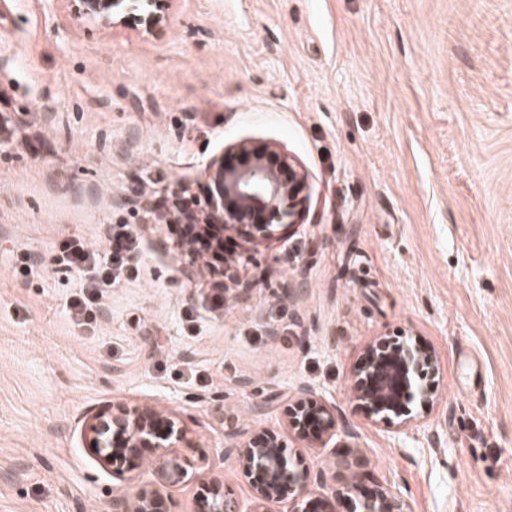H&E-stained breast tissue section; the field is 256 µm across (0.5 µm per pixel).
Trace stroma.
<instances>
[{
	"mask_svg": "<svg viewBox=\"0 0 512 512\" xmlns=\"http://www.w3.org/2000/svg\"><path fill=\"white\" fill-rule=\"evenodd\" d=\"M240 140L304 168L310 208L257 244L224 232L231 261L187 252L173 202L203 207ZM116 224L139 272L77 313L53 258ZM377 336L435 350L424 426L351 398ZM305 385L336 411L323 448L285 424ZM108 404L187 416L182 456L242 512L228 438L251 428L315 495L356 480L411 512H512V0H175L146 36L0 0V512H112L129 486L196 512L198 480L162 487L153 449L119 475L89 447Z\"/></svg>",
	"mask_w": 512,
	"mask_h": 512,
	"instance_id": "stroma-1",
	"label": "stroma"
}]
</instances>
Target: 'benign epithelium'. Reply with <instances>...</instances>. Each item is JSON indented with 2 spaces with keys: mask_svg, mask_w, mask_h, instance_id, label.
<instances>
[{
  "mask_svg": "<svg viewBox=\"0 0 512 512\" xmlns=\"http://www.w3.org/2000/svg\"><path fill=\"white\" fill-rule=\"evenodd\" d=\"M85 21L112 28H128L152 34L167 21L174 0H75ZM244 158L228 163L225 156ZM207 210L198 213L184 204L180 216L188 224L211 229L247 227L251 240L262 242L278 229L298 223L309 207L304 193L308 173L274 147L258 149L246 141L224 147L207 167ZM435 351L408 341L377 336L361 350L360 360L349 375V391L367 419L397 429L426 420L438 401L434 378ZM296 438L313 448H324L334 436V409L316 399L309 387L300 390L285 419ZM189 430L175 413L147 405H107L91 413L84 435L100 451L105 464L120 473L139 467L144 449L158 450L154 463L163 486L184 482L193 469L202 480L198 512H239L237 502L224 493V485L207 480L204 459L194 462L177 449L188 444ZM236 449V463L257 475L253 499L260 504L292 502L296 512H335L336 498L359 490L355 482L330 495L311 496L308 472L298 469L282 454L278 436L263 429L243 430L229 439ZM158 492L124 494L112 503V512H162ZM354 512H409L408 503L391 489L379 487L362 495Z\"/></svg>",
  "mask_w": 512,
  "mask_h": 512,
  "instance_id": "obj_1",
  "label": "benign epithelium"
}]
</instances>
